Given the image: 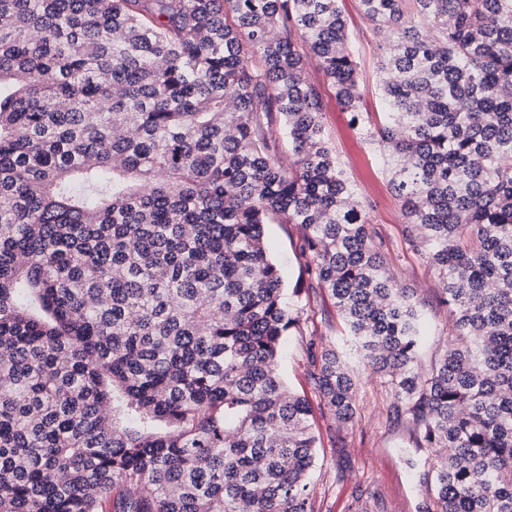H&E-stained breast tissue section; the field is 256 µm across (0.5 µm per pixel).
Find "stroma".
I'll return each instance as SVG.
<instances>
[{"instance_id":"35a3bbf8","label":"stroma","mask_w":512,"mask_h":512,"mask_svg":"<svg viewBox=\"0 0 512 512\" xmlns=\"http://www.w3.org/2000/svg\"><path fill=\"white\" fill-rule=\"evenodd\" d=\"M355 46L360 87L372 123L384 119L379 96L378 63L382 37L363 20L359 0H339ZM306 72L321 92V122L356 198L371 205V226L386 242L387 261L399 287L411 289L420 302L424 326L422 368L448 348L449 311L442 302L440 278L424 255L411 251L403 239V217L389 191L386 158L371 143L336 98V90L315 60ZM265 236L272 260L284 271L287 288L300 282V231L293 224H269ZM295 302L308 318L309 333L289 337L280 361L288 388L306 396L315 412L313 429L321 439L310 475V494L317 512H420L426 487L409 468L417 461L429 469L435 449L417 445L413 425L390 417L391 394L379 375L362 370L354 342L328 293L301 290ZM333 347L358 372L357 415L354 423L336 421L319 408L320 398L308 377V344Z\"/></svg>"}]
</instances>
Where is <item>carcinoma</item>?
Listing matches in <instances>:
<instances>
[{
    "label": "carcinoma",
    "mask_w": 512,
    "mask_h": 512,
    "mask_svg": "<svg viewBox=\"0 0 512 512\" xmlns=\"http://www.w3.org/2000/svg\"><path fill=\"white\" fill-rule=\"evenodd\" d=\"M359 2L392 35L377 126L338 0H0V512H316L313 409L278 369L307 319L267 224L301 227L293 293L327 290L396 417L445 449L421 512H512V0ZM312 57L440 276L425 373ZM308 362L353 420V371Z\"/></svg>",
    "instance_id": "carcinoma-1"
}]
</instances>
